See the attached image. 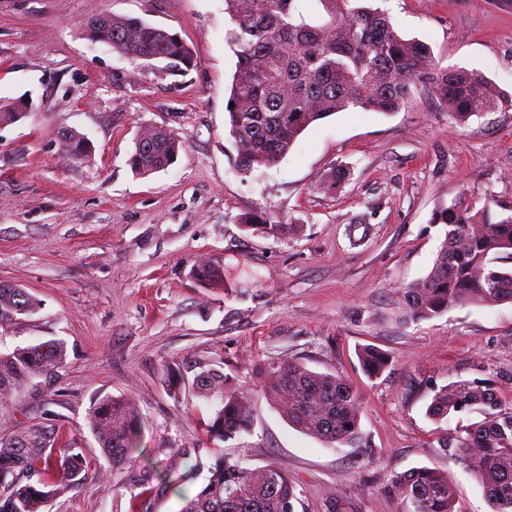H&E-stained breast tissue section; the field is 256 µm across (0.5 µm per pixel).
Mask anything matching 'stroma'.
I'll use <instances>...</instances> for the list:
<instances>
[{"label":"stroma","mask_w":512,"mask_h":512,"mask_svg":"<svg viewBox=\"0 0 512 512\" xmlns=\"http://www.w3.org/2000/svg\"><path fill=\"white\" fill-rule=\"evenodd\" d=\"M405 38L448 68L480 73L512 94V0H370ZM224 0H0V102L34 109L0 125V284L40 310L0 327V352L59 339L66 365L0 412L10 430L55 426L95 461L45 512H179L215 460L283 466L295 512H407L389 491L418 467L447 474L461 512H491L482 486L439 440L481 421L436 424L434 388L485 379L512 411V304L465 305L401 323L400 285L430 270L444 227L433 212L464 196L512 198V110L455 121L426 90L392 114L349 109L312 124L272 168L241 173L226 125L237 57ZM103 11L179 33L197 64L171 72L91 42ZM180 142L174 164L147 177L128 158L141 126ZM88 157L67 158L62 128ZM347 178L328 188L333 170ZM291 230L270 236L247 219ZM222 267L205 285L201 263ZM391 365L376 379L356 351ZM290 359L344 376L362 402L361 437L337 449L288 424L253 385L252 369ZM235 375L252 433L222 441L205 426L216 403L196 374ZM132 399L145 458L107 465L87 416L96 398ZM191 451L182 462L176 451ZM358 359L363 372L369 378H377L389 367V356L374 345H365L358 350Z\"/></svg>","instance_id":"35a3bbf8"}]
</instances>
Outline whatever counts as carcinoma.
<instances>
[{
	"instance_id": "cac0c4a2",
	"label": "carcinoma",
	"mask_w": 512,
	"mask_h": 512,
	"mask_svg": "<svg viewBox=\"0 0 512 512\" xmlns=\"http://www.w3.org/2000/svg\"><path fill=\"white\" fill-rule=\"evenodd\" d=\"M224 0L231 28L226 32L237 57L226 108L238 169L247 174L278 165L297 137L314 122L359 108L388 114L406 107L415 92L430 91L449 114L465 122L489 110H512V94L481 74L440 65L426 44L402 37L390 17L356 0ZM94 42L133 60L164 61L186 71L197 64L192 47L178 34L136 17L104 12L87 23ZM32 103H0V123L12 124L31 112ZM65 154L81 159L90 152L80 133L62 139ZM180 143L156 127L153 139L135 142L131 170L146 177L173 164ZM498 208L492 213L491 206ZM432 223L446 226L430 271L399 288L400 318L429 319L467 304L512 303V271L495 261L512 259V201L491 199L482 208L465 198L435 211ZM200 283L223 281L203 266ZM39 302L22 288L0 284V325L37 311ZM61 340L0 353V407L34 379L66 363ZM370 378L389 367V356L374 345L358 350ZM255 377L260 391L288 423L331 448L361 437V396L344 377L321 373L288 359L263 362ZM192 387L219 408L207 425L211 436L230 440L251 428L252 414L233 378L220 369L199 373ZM483 419L461 426L442 447L466 462L484 489L492 512H512V411H505L483 380L457 381L433 390L427 415L441 422L464 411ZM88 426L112 467L133 466L145 428L132 402L104 397L90 409ZM88 463L76 448L61 445L57 434L32 428L20 435L0 434V512H42L46 503L85 478ZM391 491L408 512H460L448 477L428 467L397 476ZM295 486L280 466L248 467L218 460L208 482L183 499L180 512H294Z\"/></svg>"
}]
</instances>
